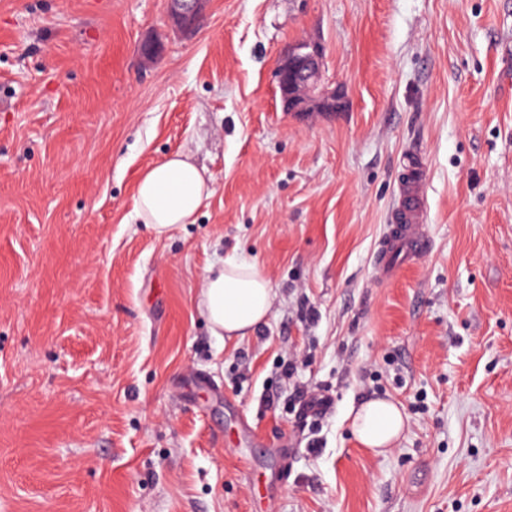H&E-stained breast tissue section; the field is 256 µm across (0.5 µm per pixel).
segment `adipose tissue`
<instances>
[{"label": "adipose tissue", "instance_id": "adipose-tissue-1", "mask_svg": "<svg viewBox=\"0 0 512 512\" xmlns=\"http://www.w3.org/2000/svg\"><path fill=\"white\" fill-rule=\"evenodd\" d=\"M211 193L204 175L189 156L177 153L141 175L132 218L162 238L194 223ZM201 298L214 336L222 341H241L267 320L273 288L256 263L230 257L218 268L208 270ZM351 415L355 437L374 451L392 445L405 425L400 408L383 399L365 401Z\"/></svg>", "mask_w": 512, "mask_h": 512}]
</instances>
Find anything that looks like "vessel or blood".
Here are the masks:
<instances>
[{"label":"vessel or blood","mask_w":512,"mask_h":512,"mask_svg":"<svg viewBox=\"0 0 512 512\" xmlns=\"http://www.w3.org/2000/svg\"><path fill=\"white\" fill-rule=\"evenodd\" d=\"M427 214L424 158L410 150L402 158V177L397 184L389 229L375 256V265L382 276L394 271V258L411 263L427 252L428 241L423 231Z\"/></svg>","instance_id":"1"}]
</instances>
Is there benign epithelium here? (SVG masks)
<instances>
[{
	"instance_id": "1",
	"label": "benign epithelium",
	"mask_w": 512,
	"mask_h": 512,
	"mask_svg": "<svg viewBox=\"0 0 512 512\" xmlns=\"http://www.w3.org/2000/svg\"><path fill=\"white\" fill-rule=\"evenodd\" d=\"M209 0H167L168 13L184 33L195 31ZM280 96L291 112H310L331 104L336 93L321 88L322 51L315 43L299 40L284 51L278 66Z\"/></svg>"
}]
</instances>
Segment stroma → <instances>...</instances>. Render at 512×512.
Instances as JSON below:
<instances>
[{"label":"stroma","instance_id":"1","mask_svg":"<svg viewBox=\"0 0 512 512\" xmlns=\"http://www.w3.org/2000/svg\"><path fill=\"white\" fill-rule=\"evenodd\" d=\"M297 40L345 111L284 112ZM410 148L429 249L386 279ZM177 152L212 194L159 239L135 189ZM232 256L275 297L225 345L198 300ZM372 398L405 416L380 453ZM0 512H512V0H210L191 35L0 0ZM349 415L351 428L357 440L373 451H382L392 445L404 429V417L400 408L392 401L368 400Z\"/></svg>","mask_w":512,"mask_h":512}]
</instances>
